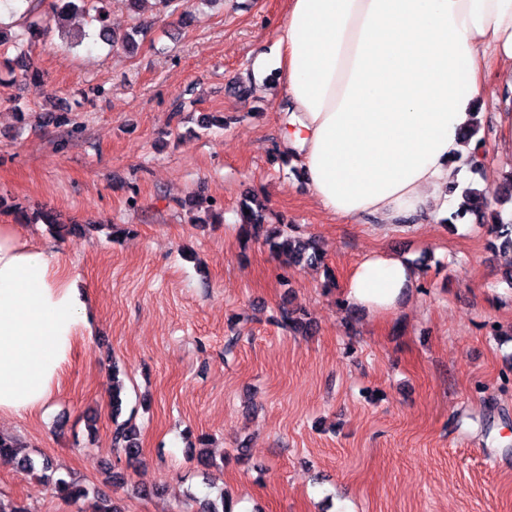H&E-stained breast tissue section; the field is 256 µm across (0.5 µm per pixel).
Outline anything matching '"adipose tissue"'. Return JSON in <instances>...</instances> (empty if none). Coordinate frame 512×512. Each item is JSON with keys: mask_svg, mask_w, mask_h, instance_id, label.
Masks as SVG:
<instances>
[{"mask_svg": "<svg viewBox=\"0 0 512 512\" xmlns=\"http://www.w3.org/2000/svg\"><path fill=\"white\" fill-rule=\"evenodd\" d=\"M270 60L288 100L281 148L335 217L389 227L447 214L451 177L480 161L464 132L490 69L503 98L491 120L512 150V0H287ZM419 277L374 252L342 299L388 318ZM91 328L61 253L0 224V418L40 411Z\"/></svg>", "mask_w": 512, "mask_h": 512, "instance_id": "1", "label": "adipose tissue"}]
</instances>
